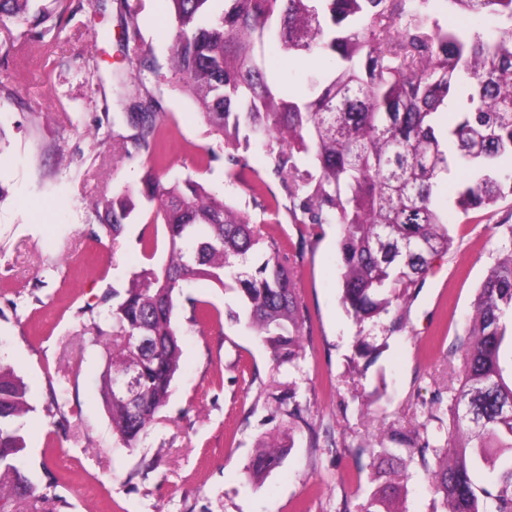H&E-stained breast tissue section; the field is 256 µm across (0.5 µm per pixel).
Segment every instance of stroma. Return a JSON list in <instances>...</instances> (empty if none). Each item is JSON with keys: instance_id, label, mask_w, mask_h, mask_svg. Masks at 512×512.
I'll use <instances>...</instances> for the list:
<instances>
[{"instance_id": "stroma-1", "label": "stroma", "mask_w": 512, "mask_h": 512, "mask_svg": "<svg viewBox=\"0 0 512 512\" xmlns=\"http://www.w3.org/2000/svg\"><path fill=\"white\" fill-rule=\"evenodd\" d=\"M74 15L56 16L54 0L28 9L52 13L53 30L0 19V362L14 368L33 407L22 430L31 478L59 482L58 512H357L376 489L367 459L351 447H391L392 431L428 425L434 443L447 434L431 413L450 420L439 399L461 384L457 348L467 339L476 292L502 255L496 227L512 224V197L493 209L463 215L453 209L469 177L452 168L435 189L453 210L451 250L437 258L407 303L402 332L358 326L340 302L337 243L341 228L324 225L294 269L307 335L294 364L277 365L271 347L229 319L237 293L206 280L184 286L178 299L180 371L168 404L138 447H124L99 395L106 297L133 272L167 257L164 232L139 211L120 237L98 213L118 190L139 189L151 162L127 155L132 129L123 117L135 97L121 88L125 0H82ZM140 38L157 69L143 81L160 101L172 132L168 181L193 178L229 197L265 232L296 250L305 225L271 220L251 203L249 181L263 179L275 194L268 145L251 143L247 180L228 184L223 161L205 165L219 143L192 97L180 90L170 55L178 30L170 0H138ZM97 58L99 71L87 68ZM261 59L269 79L290 96L308 92L312 73H333L335 58L288 56L266 42ZM157 241L147 258L140 236ZM201 301L221 314L193 319ZM384 348L372 365L354 356L358 333ZM295 392L312 430L296 428L276 409ZM283 450L279 468L255 479L248 467L263 446ZM347 445L337 453L336 444ZM439 496L428 474L411 465L399 506L434 512Z\"/></svg>"}]
</instances>
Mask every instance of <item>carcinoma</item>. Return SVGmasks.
Instances as JSON below:
<instances>
[{
    "mask_svg": "<svg viewBox=\"0 0 512 512\" xmlns=\"http://www.w3.org/2000/svg\"><path fill=\"white\" fill-rule=\"evenodd\" d=\"M466 13L468 30L440 24L442 3ZM29 0H0V15L50 32L46 15H28ZM179 35L170 63L183 89L202 111L224 151L229 183L245 178L239 154L250 141L274 142L273 169L288 195L294 224L316 235L324 224L341 225L338 241L341 302L362 325L387 320L388 335L405 326L411 290L422 287L433 260L448 253V211L434 196L453 165L471 176L457 192L463 214L480 212L512 196V0H171ZM507 26L486 37L482 24ZM275 34L294 57L333 54L329 78L309 79L306 97L283 95L260 65L257 49ZM130 80L143 86L153 62L139 43L124 45ZM467 89V104L437 116ZM149 92L127 113L134 134L125 152L152 161L140 195L153 204L150 223L168 242L158 268L132 274L124 291H112L110 329L100 392L113 431L136 448L167 405L180 370V331L175 321L183 283L207 279L238 292L243 314L233 315L268 343L279 365L299 357L305 336L288 247L265 236L232 203L187 178L163 182L168 126ZM253 202L279 215L280 202L264 180L251 185ZM125 188L105 205L102 224L119 237L134 211ZM506 253L477 289L469 337L462 351V383L450 398L447 450L431 448L428 429L396 432L400 457L369 444L348 449L369 455L376 490L360 512H391L415 458L429 473L445 512H512V225H500ZM147 336L134 348L123 336ZM130 373L135 402L113 395L111 376ZM32 411L25 383L0 364V508L18 500L30 512H56L49 489L25 473L22 419ZM282 450L259 452L250 474L259 478L281 463ZM490 477H475L476 464Z\"/></svg>",
    "mask_w": 512,
    "mask_h": 512,
    "instance_id": "cac0c4a2",
    "label": "carcinoma"
}]
</instances>
